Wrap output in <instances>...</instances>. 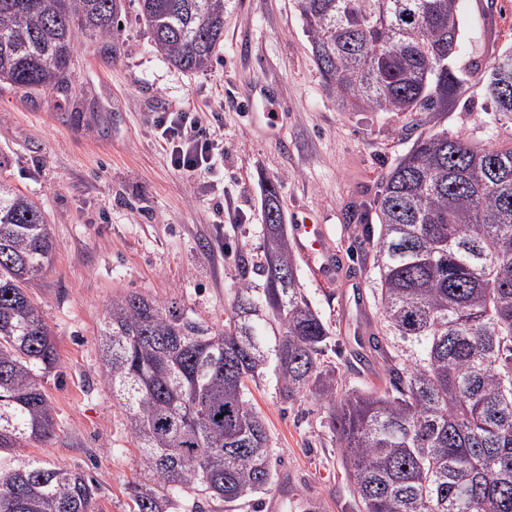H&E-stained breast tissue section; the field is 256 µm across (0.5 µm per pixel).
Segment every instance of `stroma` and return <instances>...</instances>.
I'll use <instances>...</instances> for the list:
<instances>
[{"label":"stroma","mask_w":512,"mask_h":512,"mask_svg":"<svg viewBox=\"0 0 512 512\" xmlns=\"http://www.w3.org/2000/svg\"><path fill=\"white\" fill-rule=\"evenodd\" d=\"M466 79L445 112L422 125L398 112L343 109L318 70L296 0H225L224 44L203 72L170 65L124 0L120 31L103 42L78 37L66 88L33 90L0 81V173L43 208L53 239L49 266L26 293L50 326L59 363L41 378L53 434L18 448L22 458L76 469L98 483L95 512H131V485L151 484L127 416L101 375L99 331L113 297L131 291L173 302L223 326L239 285L262 287L239 253L263 254V184L279 182L284 216L305 210L324 225L340 258L326 287L296 260L299 283L336 344L326 359L347 387L386 384L377 360L348 365L355 337L380 318L375 271L358 258L362 223L380 176L420 133L447 131L492 146L512 139L496 120L486 67L512 52V0H460ZM277 108L278 131L248 121L240 103ZM200 112L224 149L201 178L178 174L150 123L155 112ZM276 460L268 493L209 512H353V487L327 424L310 397L282 402L274 373L250 384Z\"/></svg>","instance_id":"1"}]
</instances>
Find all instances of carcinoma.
Listing matches in <instances>:
<instances>
[{"instance_id": "carcinoma-1", "label": "carcinoma", "mask_w": 512, "mask_h": 512, "mask_svg": "<svg viewBox=\"0 0 512 512\" xmlns=\"http://www.w3.org/2000/svg\"><path fill=\"white\" fill-rule=\"evenodd\" d=\"M459 0H297L322 77L351 110L443 112L461 89L449 65ZM156 51L204 71L224 43V0H138ZM122 0H0V81L67 82L77 34L118 32ZM512 120V82L488 87ZM265 187L262 288H237L224 327L131 292L100 332L102 376L161 488L232 505L273 479L248 383L274 368L283 402L328 409L357 512H512V140L483 147L420 134L380 177L365 225L380 330L367 343L388 386L346 387L325 362L328 324L300 287L278 200ZM40 206L0 179V512H94V478L13 456L55 425L40 374L57 364L41 307L25 292L49 264ZM133 512H168L130 488Z\"/></svg>"}]
</instances>
